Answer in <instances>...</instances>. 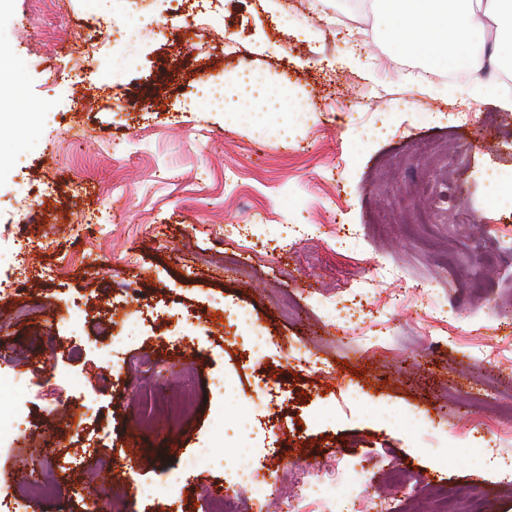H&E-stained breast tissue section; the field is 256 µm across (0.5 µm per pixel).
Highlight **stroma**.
Here are the masks:
<instances>
[{
	"mask_svg": "<svg viewBox=\"0 0 512 512\" xmlns=\"http://www.w3.org/2000/svg\"><path fill=\"white\" fill-rule=\"evenodd\" d=\"M279 3L208 0L206 24L171 20L159 40L119 6L98 19L86 0H0V51L20 69L0 112V250L21 236L37 246L23 268H0L14 291L0 302V374L17 382L0 392V412L34 413L0 448V492L22 487L18 460L39 459L52 480L36 512H87L90 484L107 488L100 504L113 512L128 480L160 485L200 448L274 475L266 506L239 492L242 512H274L297 468L355 441L372 496L362 512L375 499L415 512L420 497L455 484L484 488L494 512H512V487L476 462L464 434L512 404V270L476 258L498 247L481 225L512 234V205L495 203L483 177L512 168V112L460 100L434 78L420 93L421 67L398 69L369 6L292 0L284 20ZM349 17L366 50L341 41ZM89 39L102 52L62 69ZM241 65L295 97L289 145L278 142L279 117L255 127L196 98ZM459 109L502 124L466 152L404 165L412 141H447ZM33 189L45 205L31 219ZM461 202L473 224L449 223ZM331 211L350 238L327 225ZM292 224L321 230L292 244ZM462 235L476 247L457 251L452 273L448 248ZM383 264L398 279L380 277ZM48 265L61 275L43 277ZM124 281L139 289L145 321L118 348L128 361L149 353L153 365L104 382L116 347L99 324L129 312L113 289ZM354 289L366 298L359 319L343 324L321 307ZM239 305L254 309L255 326L223 322ZM257 328L271 339L259 365L245 352ZM298 346L357 384V396L298 362ZM173 361L195 374L181 427L139 426L142 396L175 392ZM223 374L239 394L214 386ZM257 388L263 396L246 403ZM397 466L419 484L392 489ZM223 477L214 463L137 512H209Z\"/></svg>",
	"mask_w": 512,
	"mask_h": 512,
	"instance_id": "obj_1",
	"label": "stroma"
}]
</instances>
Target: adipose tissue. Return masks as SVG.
I'll return each instance as SVG.
<instances>
[{"mask_svg":"<svg viewBox=\"0 0 512 512\" xmlns=\"http://www.w3.org/2000/svg\"><path fill=\"white\" fill-rule=\"evenodd\" d=\"M389 31L392 53L420 61L424 70L466 66L488 56L495 71L512 74V0H373ZM249 103L255 119L285 111L262 75L236 74L206 105L227 114Z\"/></svg>","mask_w":512,"mask_h":512,"instance_id":"obj_1","label":"adipose tissue"}]
</instances>
